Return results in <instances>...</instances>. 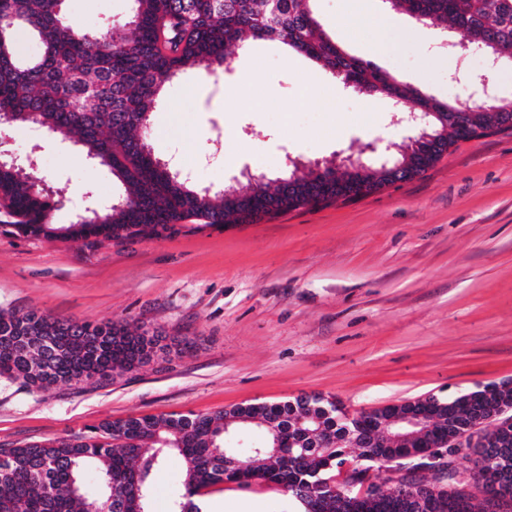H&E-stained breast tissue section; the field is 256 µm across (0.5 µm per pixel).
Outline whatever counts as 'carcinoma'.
<instances>
[{"instance_id":"obj_1","label":"carcinoma","mask_w":512,"mask_h":512,"mask_svg":"<svg viewBox=\"0 0 512 512\" xmlns=\"http://www.w3.org/2000/svg\"><path fill=\"white\" fill-rule=\"evenodd\" d=\"M314 0H280L269 23L265 0H132L128 20L104 31L86 30L61 11V0H0V115L8 125L36 121L51 137L80 146L84 157L106 167L124 187L102 222H53L58 201L39 185L34 169L0 167V231L56 239L120 240L160 234L194 217L208 226L254 224L260 215L329 204L353 186L336 168L316 173L290 166L272 186L253 177L231 195L197 187L188 175L161 162L139 132L150 124L167 82L195 69L215 76L232 68L235 49L249 40H273L316 62L350 90L383 95L417 112H462L479 138L512 124V110L454 106L354 57L323 30ZM433 27L452 24L503 52L512 50V0H393ZM39 45L21 56L15 32ZM92 102L88 110L76 101ZM467 134L463 138L471 137ZM455 134L435 145L416 137L355 178L377 189L387 169L415 174L455 145ZM156 328L133 330L122 321L91 323L36 310L0 309V377L20 380L31 390L73 381L103 382L170 353ZM512 408V380L440 398L427 437L397 443L384 437L379 412L354 418L333 398L320 394L273 403H252L206 414L129 416L86 433L0 448V512H149L154 477L170 456L182 463V492L171 512H201L195 498L224 483V431L231 420L253 423L272 449L250 447L238 455L232 478L288 485L301 512H414L423 497L427 512H512V435L488 422L492 408ZM482 434L479 448L450 441L469 431ZM446 443L441 448L438 443ZM466 454L472 466L457 465ZM435 473L431 488L414 483L379 498L361 494L363 479L382 482Z\"/></svg>"}]
</instances>
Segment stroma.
I'll use <instances>...</instances> for the list:
<instances>
[{
    "instance_id": "35a3bbf8",
    "label": "stroma",
    "mask_w": 512,
    "mask_h": 512,
    "mask_svg": "<svg viewBox=\"0 0 512 512\" xmlns=\"http://www.w3.org/2000/svg\"><path fill=\"white\" fill-rule=\"evenodd\" d=\"M321 24L346 52L437 100L463 104L448 75L456 58L433 29L372 0H317ZM131 0H64L79 26L124 19ZM367 107L309 58L276 41L237 51L232 73L189 71L170 82L146 136L173 164L208 157L198 187L274 177L309 165L375 158L377 138L408 141L391 104ZM0 139L63 197L69 223L85 193L122 192L79 149L29 128ZM0 308L160 329L178 351L103 383L40 391L0 378V447L65 436L135 415L208 413L304 394L358 411L452 396L512 380V130L457 144L413 180L256 224L93 244L0 232ZM209 512H297L272 484H224Z\"/></svg>"
}]
</instances>
